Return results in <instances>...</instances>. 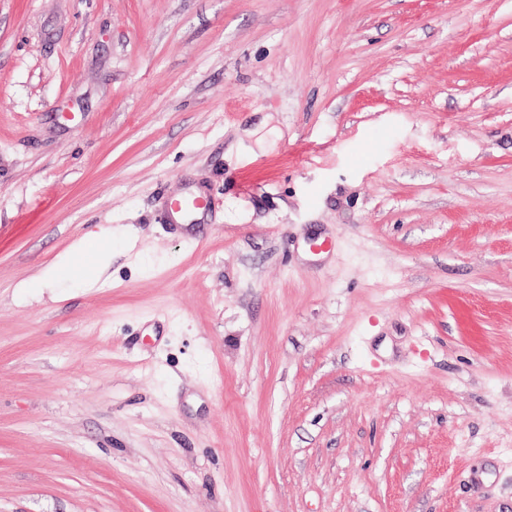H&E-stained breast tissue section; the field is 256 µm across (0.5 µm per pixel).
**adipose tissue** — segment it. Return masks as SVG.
<instances>
[{
  "mask_svg": "<svg viewBox=\"0 0 512 512\" xmlns=\"http://www.w3.org/2000/svg\"><path fill=\"white\" fill-rule=\"evenodd\" d=\"M112 261V237L103 232H92L76 241L57 260L41 273L23 283L25 291L42 292L64 282L75 281L82 287H95L107 278Z\"/></svg>",
  "mask_w": 512,
  "mask_h": 512,
  "instance_id": "ef3b65f1",
  "label": "adipose tissue"
}]
</instances>
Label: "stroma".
Here are the masks:
<instances>
[{"label":"stroma","instance_id":"stroma-1","mask_svg":"<svg viewBox=\"0 0 512 512\" xmlns=\"http://www.w3.org/2000/svg\"><path fill=\"white\" fill-rule=\"evenodd\" d=\"M0 512H512V0H0ZM111 261L112 234L91 232L76 241L39 275L20 283L17 288H24L28 293L32 290L41 293L45 288H56L70 281L80 283L83 288H93L108 277Z\"/></svg>","mask_w":512,"mask_h":512}]
</instances>
